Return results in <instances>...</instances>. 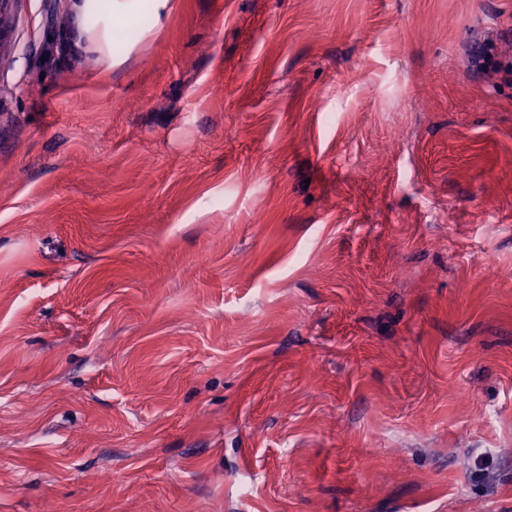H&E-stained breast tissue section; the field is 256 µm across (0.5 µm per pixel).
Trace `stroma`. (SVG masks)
<instances>
[{"label": "stroma", "mask_w": 512, "mask_h": 512, "mask_svg": "<svg viewBox=\"0 0 512 512\" xmlns=\"http://www.w3.org/2000/svg\"><path fill=\"white\" fill-rule=\"evenodd\" d=\"M0 56V512H512V0H174ZM72 9L76 22V35L79 42L97 53L101 58L110 60L112 66L123 63L134 48L151 32L150 28L131 29L124 42V51L117 53L113 44V29H120L123 22L115 20H136L147 13L154 18L155 24L170 10L172 0H73ZM106 7L102 8L101 5ZM113 21V27H112Z\"/></svg>", "instance_id": "stroma-1"}]
</instances>
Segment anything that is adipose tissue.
Here are the masks:
<instances>
[{"label": "adipose tissue", "mask_w": 512, "mask_h": 512, "mask_svg": "<svg viewBox=\"0 0 512 512\" xmlns=\"http://www.w3.org/2000/svg\"><path fill=\"white\" fill-rule=\"evenodd\" d=\"M172 6L171 0H75L72 9L79 41L112 64L123 63L129 52L148 35L145 27L129 31L123 52H115L112 21L116 18L134 20L147 14L161 20Z\"/></svg>", "instance_id": "adipose-tissue-1"}]
</instances>
